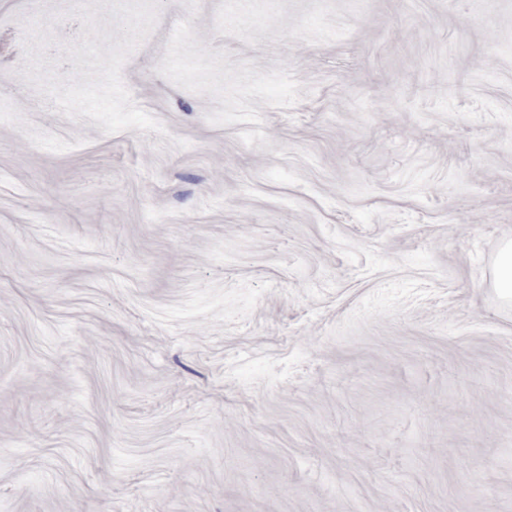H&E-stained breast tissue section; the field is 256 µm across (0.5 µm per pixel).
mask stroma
<instances>
[{
    "label": "stroma",
    "mask_w": 512,
    "mask_h": 512,
    "mask_svg": "<svg viewBox=\"0 0 512 512\" xmlns=\"http://www.w3.org/2000/svg\"><path fill=\"white\" fill-rule=\"evenodd\" d=\"M512 0H0V512H512ZM491 286L504 300L512 298V233L503 240L492 271Z\"/></svg>",
    "instance_id": "1"
}]
</instances>
